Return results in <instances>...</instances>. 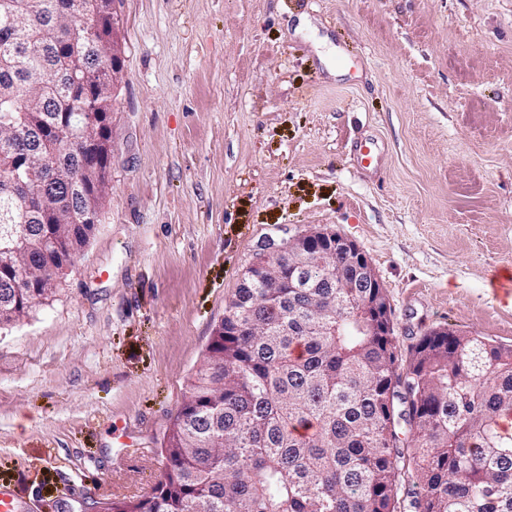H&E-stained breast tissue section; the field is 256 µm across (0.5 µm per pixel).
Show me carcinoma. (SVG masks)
Wrapping results in <instances>:
<instances>
[{
	"label": "carcinoma",
	"instance_id": "cac0c4a2",
	"mask_svg": "<svg viewBox=\"0 0 512 512\" xmlns=\"http://www.w3.org/2000/svg\"><path fill=\"white\" fill-rule=\"evenodd\" d=\"M0 6V123L56 130L79 115L112 111L102 94L112 71L74 83L63 52L65 24L110 54L113 10L98 0H14ZM32 145L0 144V178L23 166ZM111 148L61 142L41 226L73 214L62 249L79 253L90 235L78 224ZM37 185L0 195V235L21 224ZM89 203H84V200ZM10 287L18 322L59 285ZM299 288L288 263L278 281L254 271L227 301L203 364L169 428L165 466L151 491L104 503L102 512H512V348L449 328L430 331L399 359L391 319L374 323L382 288Z\"/></svg>",
	"mask_w": 512,
	"mask_h": 512
}]
</instances>
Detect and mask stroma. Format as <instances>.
<instances>
[{
  "label": "stroma",
  "mask_w": 512,
  "mask_h": 512,
  "mask_svg": "<svg viewBox=\"0 0 512 512\" xmlns=\"http://www.w3.org/2000/svg\"><path fill=\"white\" fill-rule=\"evenodd\" d=\"M109 192L55 296L0 329V488L19 512L150 492L260 244L355 242L400 350L512 346V0H113ZM373 142L376 168L356 146Z\"/></svg>",
  "instance_id": "35a3bbf8"
}]
</instances>
